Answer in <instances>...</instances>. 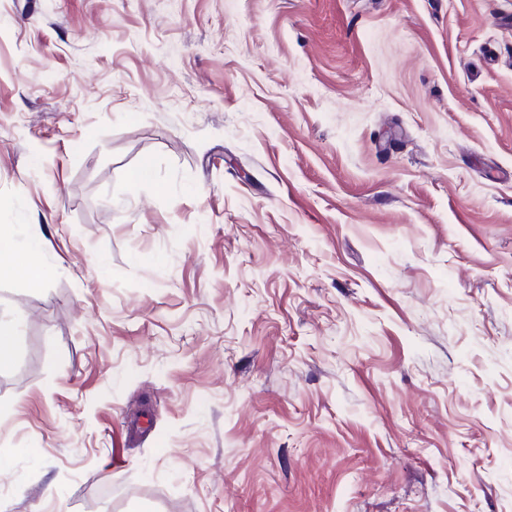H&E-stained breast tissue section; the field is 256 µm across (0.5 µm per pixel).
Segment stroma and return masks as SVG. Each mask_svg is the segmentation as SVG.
Returning <instances> with one entry per match:
<instances>
[{
  "label": "stroma",
  "mask_w": 512,
  "mask_h": 512,
  "mask_svg": "<svg viewBox=\"0 0 512 512\" xmlns=\"http://www.w3.org/2000/svg\"><path fill=\"white\" fill-rule=\"evenodd\" d=\"M1 224L0 512H512V0H0ZM24 260L16 265L21 268L23 275L33 284L44 282L50 272V265L43 253V244L36 243L29 246L24 252ZM15 326L12 322L0 320V367L12 363L15 355L14 336Z\"/></svg>",
  "instance_id": "stroma-1"
}]
</instances>
